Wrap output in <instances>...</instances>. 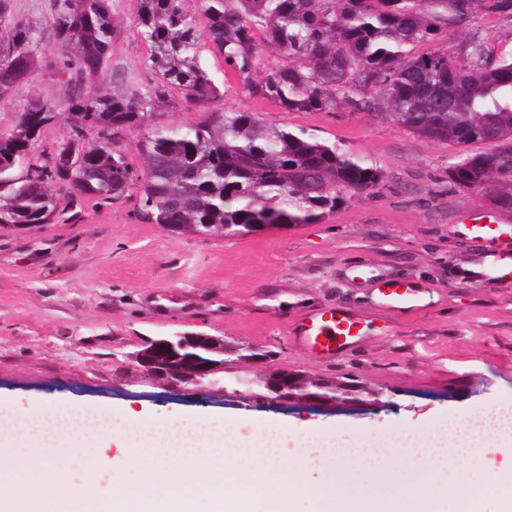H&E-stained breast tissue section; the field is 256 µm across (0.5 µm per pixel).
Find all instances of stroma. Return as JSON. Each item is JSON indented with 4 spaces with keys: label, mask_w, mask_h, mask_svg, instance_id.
I'll list each match as a JSON object with an SVG mask.
<instances>
[{
    "label": "stroma",
    "mask_w": 512,
    "mask_h": 512,
    "mask_svg": "<svg viewBox=\"0 0 512 512\" xmlns=\"http://www.w3.org/2000/svg\"><path fill=\"white\" fill-rule=\"evenodd\" d=\"M122 26L107 69L145 85L147 45L135 32L137 0H112ZM462 34L512 56V21L475 15ZM62 83L34 72L0 101V132L30 97L63 98ZM371 104L333 112H287L227 89L224 103L267 122L304 129L372 162L384 174L369 194L322 221L236 237L177 235L134 215V200L86 208L80 221L0 230V399L17 408L79 401L306 421L342 430L421 427L512 396V280L481 273L487 246L473 218L485 197L448 180L454 147L417 137ZM412 285L414 298L385 307L376 285ZM365 318L364 334L334 357L296 338L319 307ZM202 332L260 350L264 360L225 366L201 385L173 387L131 359L143 339ZM288 370L355 384L358 401L258 400L235 378Z\"/></svg>",
    "instance_id": "stroma-1"
}]
</instances>
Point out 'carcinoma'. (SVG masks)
Returning a JSON list of instances; mask_svg holds the SVG:
<instances>
[{
    "label": "carcinoma",
    "instance_id": "obj_1",
    "mask_svg": "<svg viewBox=\"0 0 512 512\" xmlns=\"http://www.w3.org/2000/svg\"><path fill=\"white\" fill-rule=\"evenodd\" d=\"M49 9L56 55L47 61L43 31L0 0V100L38 68L65 85L58 101H27L0 133V229L134 198L145 224L244 236L314 224L383 181L377 166L303 129L218 106L229 80L286 112L357 108L376 89L389 119L456 147L449 182L512 211V57L492 58L476 35L455 51L417 50L475 14L512 20V0H138L134 32L152 74L143 87L100 80L118 33L112 0H51ZM207 42L224 59L222 83L201 65ZM261 47L278 63L259 76ZM179 101L214 108L194 125L151 130L137 143L140 165L130 163L123 134ZM58 123L67 136L50 150L44 133ZM255 356L224 343L226 365ZM283 394L353 401L363 390L303 376Z\"/></svg>",
    "mask_w": 512,
    "mask_h": 512
}]
</instances>
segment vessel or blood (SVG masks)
Returning <instances> with one entry per match:
<instances>
[{
    "label": "vessel or blood",
    "mask_w": 512,
    "mask_h": 512,
    "mask_svg": "<svg viewBox=\"0 0 512 512\" xmlns=\"http://www.w3.org/2000/svg\"><path fill=\"white\" fill-rule=\"evenodd\" d=\"M360 315L339 308L319 309L301 325L297 338L307 350L333 356L354 343L363 334Z\"/></svg>",
    "instance_id": "1"
}]
</instances>
